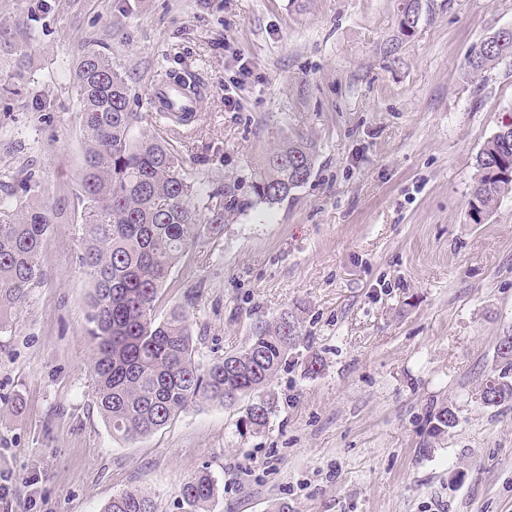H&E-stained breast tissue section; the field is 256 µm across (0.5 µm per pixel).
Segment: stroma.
Listing matches in <instances>:
<instances>
[{"label":"stroma","instance_id":"1","mask_svg":"<svg viewBox=\"0 0 512 512\" xmlns=\"http://www.w3.org/2000/svg\"><path fill=\"white\" fill-rule=\"evenodd\" d=\"M400 4L0 0L14 32L0 45V179L32 178L23 204L56 213L46 277L0 332V512H102L134 488L179 512L181 481L203 468L218 486L207 512H512V401L477 398L512 333V195L480 224L468 206L479 150L512 120V61L478 80L465 69L512 27V0H428L404 40ZM91 43L132 89L133 135L155 124L159 70L207 84L198 121L170 137L201 192L246 204L172 269L158 316L184 306L206 364L306 306L260 433L243 401L191 406L134 444L97 410L73 84ZM286 135L314 144V174L278 205L253 201L254 168ZM445 406L456 422L431 436Z\"/></svg>","mask_w":512,"mask_h":512}]
</instances>
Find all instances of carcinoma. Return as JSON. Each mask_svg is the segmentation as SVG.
<instances>
[{
  "mask_svg": "<svg viewBox=\"0 0 512 512\" xmlns=\"http://www.w3.org/2000/svg\"><path fill=\"white\" fill-rule=\"evenodd\" d=\"M512 57V36L478 57L468 55V75L481 78ZM84 115L86 149L77 194L81 207L77 261L92 283L85 335L92 349L94 397L112 434L135 443L163 428L188 407L203 402L231 405L250 401L245 427H266L277 401L272 383L303 340L304 308L296 305L271 321H258L246 346L207 367L195 360L189 315L182 306L157 316V303L172 268L201 239L223 233L225 215L243 203L234 196L203 198L178 152L160 130L137 139L131 129V89L112 60L94 46L82 52L73 74ZM315 151L308 141L283 138L262 157L250 190L269 206L284 201L314 174ZM477 178L469 206L491 213L512 193V123L502 124L476 158ZM16 193L0 198V330L6 329L31 288L45 279L40 257L53 211L23 206ZM500 372L481 393L491 405L512 401V335L500 338ZM444 407L433 431L453 425ZM217 484L202 469L179 490L182 512H205ZM103 512H156L153 499L127 489Z\"/></svg>",
  "mask_w": 512,
  "mask_h": 512,
  "instance_id": "1",
  "label": "carcinoma"
}]
</instances>
